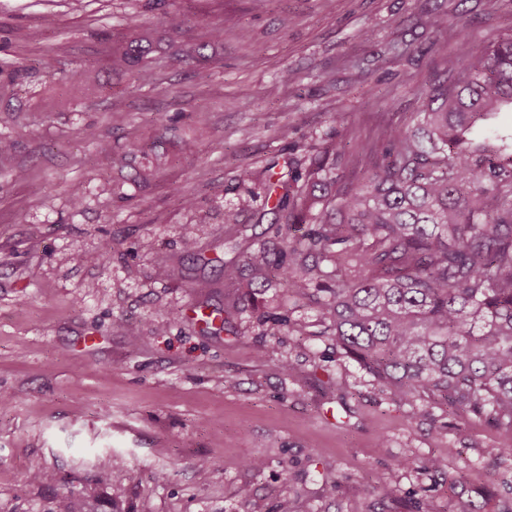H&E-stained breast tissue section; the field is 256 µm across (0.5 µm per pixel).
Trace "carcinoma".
<instances>
[{
  "instance_id": "1",
  "label": "carcinoma",
  "mask_w": 512,
  "mask_h": 512,
  "mask_svg": "<svg viewBox=\"0 0 512 512\" xmlns=\"http://www.w3.org/2000/svg\"><path fill=\"white\" fill-rule=\"evenodd\" d=\"M150 44L148 35L129 40L112 51V67L141 80ZM167 49L202 56L183 40ZM414 93L421 110L411 123L355 145L356 181L339 171L343 115L306 180H275L265 167L270 211L286 219L279 244L241 252L224 264V282L251 290L278 279L322 307L343 354L398 400L433 396L451 414L512 428V133L488 123L512 108V36ZM291 224L314 228L295 238ZM467 481L448 482L446 512H486V497H457ZM55 512L93 510L69 494Z\"/></svg>"
}]
</instances>
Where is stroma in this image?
<instances>
[{"mask_svg":"<svg viewBox=\"0 0 512 512\" xmlns=\"http://www.w3.org/2000/svg\"><path fill=\"white\" fill-rule=\"evenodd\" d=\"M434 9L444 33L425 24ZM181 28L204 60L161 46L146 82L113 70V44ZM509 34L512 0H0V512H51L67 492L97 512L116 495L124 512H247L243 487L265 512H414L461 473V499L512 504V430L398 401L278 280L251 297L224 285L226 262L276 243L266 193L240 169L307 172L339 112L352 142L375 140L418 111L433 71ZM228 207L246 230L231 240ZM279 315L303 329L270 336ZM431 455L445 472H423Z\"/></svg>","mask_w":512,"mask_h":512,"instance_id":"obj_1","label":"stroma"}]
</instances>
